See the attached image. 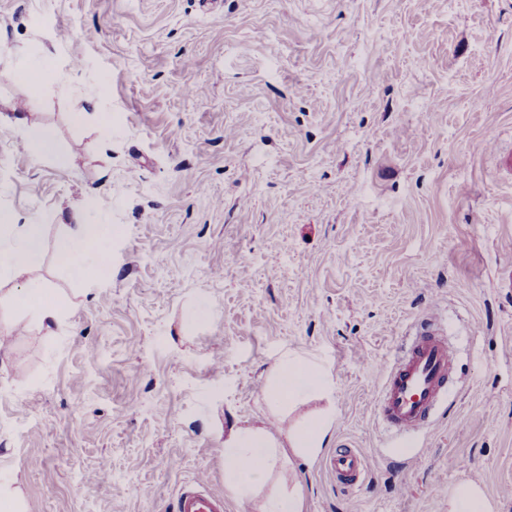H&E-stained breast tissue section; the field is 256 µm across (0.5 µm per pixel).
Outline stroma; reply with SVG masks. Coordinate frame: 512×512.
Returning a JSON list of instances; mask_svg holds the SVG:
<instances>
[{"label": "stroma", "mask_w": 512, "mask_h": 512, "mask_svg": "<svg viewBox=\"0 0 512 512\" xmlns=\"http://www.w3.org/2000/svg\"><path fill=\"white\" fill-rule=\"evenodd\" d=\"M20 50L51 59L39 95ZM76 211L112 227L87 286L55 252ZM2 213L44 225L29 277L69 299L46 334L0 274V482L26 512H172L201 476L254 512L224 433L267 414L287 351L334 382L307 512H448L464 481L512 512V0H0ZM424 317L457 373L401 464L373 401ZM342 446L369 460L353 491ZM336 484L344 490L360 488L368 475V460L358 448H337L326 462Z\"/></svg>", "instance_id": "stroma-1"}]
</instances>
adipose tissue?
Instances as JSON below:
<instances>
[{"mask_svg": "<svg viewBox=\"0 0 512 512\" xmlns=\"http://www.w3.org/2000/svg\"><path fill=\"white\" fill-rule=\"evenodd\" d=\"M112 239L108 224H75L56 241L72 281L87 284L106 272L107 245ZM45 231L40 224L12 225L7 239H0V270L18 276L37 267L43 257ZM46 286L28 281L18 298L27 305L38 325L53 330L59 323L62 303L45 302ZM333 395L330 375L310 360L296 354H282L270 376L266 398L270 404L287 408L311 400L319 401L301 425L279 439L270 426H245L230 430L224 438V482L236 496L252 502L256 512H306L305 495L300 485L263 494L273 474L289 479L294 459H314L329 441L336 414L328 402Z\"/></svg>", "mask_w": 512, "mask_h": 512, "instance_id": "obj_1", "label": "adipose tissue"}]
</instances>
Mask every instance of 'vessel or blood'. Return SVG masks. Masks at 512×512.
I'll list each match as a JSON object with an SVG mask.
<instances>
[{
  "mask_svg": "<svg viewBox=\"0 0 512 512\" xmlns=\"http://www.w3.org/2000/svg\"><path fill=\"white\" fill-rule=\"evenodd\" d=\"M455 372L447 339L429 318H422L383 374L373 403L377 419L396 436L422 433L434 422ZM327 468L338 486L355 490L367 478L368 460L360 449L340 448L328 458ZM174 512H224V500L200 478L180 489Z\"/></svg>",
  "mask_w": 512,
  "mask_h": 512,
  "instance_id": "obj_1",
  "label": "vessel or blood"
}]
</instances>
